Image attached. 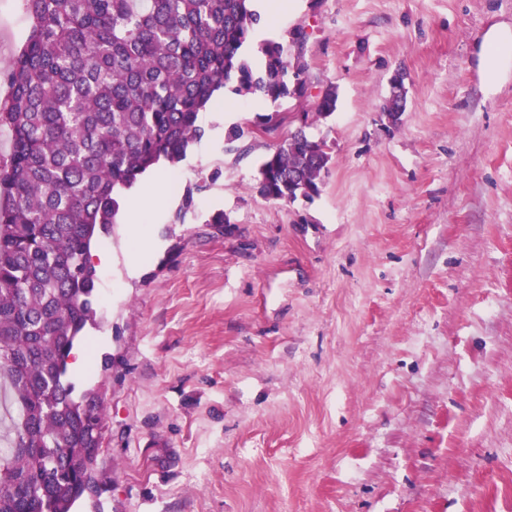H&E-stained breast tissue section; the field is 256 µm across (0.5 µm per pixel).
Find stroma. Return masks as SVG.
I'll return each mask as SVG.
<instances>
[{
  "instance_id": "stroma-1",
  "label": "stroma",
  "mask_w": 512,
  "mask_h": 512,
  "mask_svg": "<svg viewBox=\"0 0 512 512\" xmlns=\"http://www.w3.org/2000/svg\"><path fill=\"white\" fill-rule=\"evenodd\" d=\"M30 24L0 0V68ZM503 25L512 0L276 17L277 37L307 32L304 99L227 95L165 199L96 243L74 379L101 387L105 432L81 512H512V62L491 81L485 61ZM329 85L319 196L264 199L262 157ZM274 111L277 131L229 151L230 127ZM406 88L402 76L395 77L391 82V90L387 99L386 116L392 122H397L405 108Z\"/></svg>"
}]
</instances>
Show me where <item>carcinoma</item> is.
I'll return each mask as SVG.
<instances>
[{"label": "carcinoma", "mask_w": 512, "mask_h": 512, "mask_svg": "<svg viewBox=\"0 0 512 512\" xmlns=\"http://www.w3.org/2000/svg\"><path fill=\"white\" fill-rule=\"evenodd\" d=\"M31 19L0 69L10 94L0 130V378L18 404L0 454V512H73L99 495L105 409L98 389L74 395L68 358L96 312L89 257L121 200L204 136L199 114L223 90L276 104L305 95L288 41L249 50L253 0H24ZM336 88L296 113L300 134L259 166L258 194L291 203L320 194L331 155L306 129L336 110Z\"/></svg>", "instance_id": "carcinoma-1"}]
</instances>
